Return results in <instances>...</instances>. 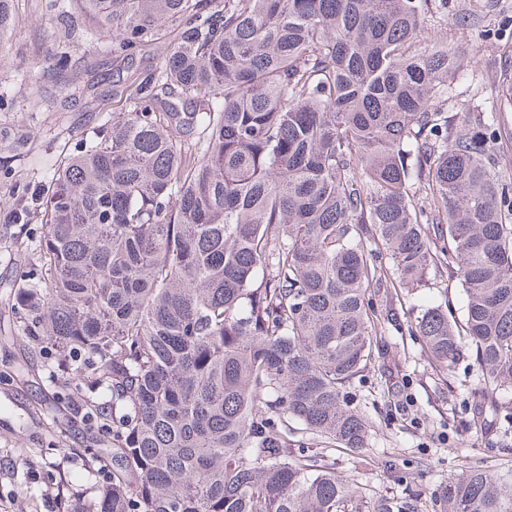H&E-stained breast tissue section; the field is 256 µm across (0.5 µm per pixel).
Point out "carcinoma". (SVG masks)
I'll use <instances>...</instances> for the list:
<instances>
[{
	"label": "carcinoma",
	"instance_id": "carcinoma-1",
	"mask_svg": "<svg viewBox=\"0 0 512 512\" xmlns=\"http://www.w3.org/2000/svg\"><path fill=\"white\" fill-rule=\"evenodd\" d=\"M49 7L79 10L118 57L177 29L112 88L126 110L12 212L47 226L13 284L15 334L112 391L99 512H362L365 484L327 451L369 447L345 389L400 326L376 293L430 268L459 278L464 318L430 305L409 335L445 375L472 357L475 395L512 414V183L497 113L448 112L460 53L423 38L437 0ZM10 28L0 0V41ZM425 512H512V469L450 475Z\"/></svg>",
	"mask_w": 512,
	"mask_h": 512
}]
</instances>
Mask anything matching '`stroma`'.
<instances>
[{
  "label": "stroma",
  "mask_w": 512,
  "mask_h": 512,
  "mask_svg": "<svg viewBox=\"0 0 512 512\" xmlns=\"http://www.w3.org/2000/svg\"><path fill=\"white\" fill-rule=\"evenodd\" d=\"M47 0H13L12 38L0 44V512H98L103 489L112 479L111 459L101 458L106 423L101 408L111 395L93 382L79 386L54 375L53 350L29 352L14 333L13 283L21 265L33 264L31 247L43 239V224H15L9 215L19 186L48 183L75 147L112 118L115 102L56 104L59 87L44 76L39 60L66 44L71 62L91 57L102 77L125 73L127 63L83 35L64 37V23ZM470 13L468 25L455 22ZM425 38L462 50L460 78L448 93L452 112H486L496 94L512 83V0H447L433 14ZM448 298L462 315L464 292L451 273H428L425 286L391 296L400 323L416 311ZM384 365L370 366L348 391L354 405L374 423L362 455L337 449L331 461L338 474L367 486V502L405 500L435 491L449 475L472 462L512 467V424L477 413L474 390L481 371L464 359L443 376L412 336L388 330ZM394 374L384 391L382 370ZM84 400L92 419L77 413ZM510 453H502V446Z\"/></svg>",
  "instance_id": "1"
}]
</instances>
